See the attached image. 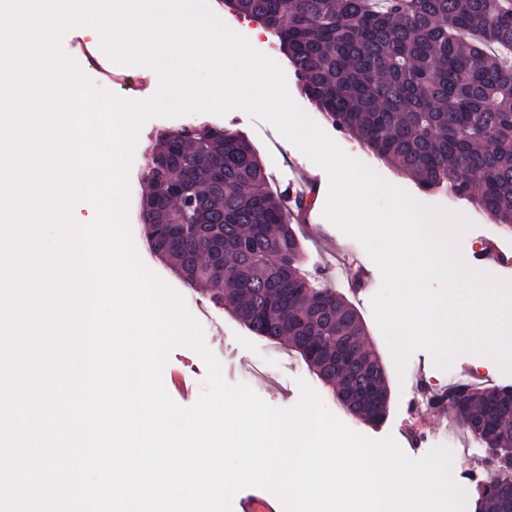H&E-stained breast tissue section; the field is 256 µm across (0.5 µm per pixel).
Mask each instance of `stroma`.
<instances>
[{"instance_id":"1","label":"stroma","mask_w":512,"mask_h":512,"mask_svg":"<svg viewBox=\"0 0 512 512\" xmlns=\"http://www.w3.org/2000/svg\"><path fill=\"white\" fill-rule=\"evenodd\" d=\"M286 79L294 100L349 157L359 160L385 180H398L400 187L420 204L449 208L470 221V228L460 240V252L465 262H473L475 249L480 240L486 238L498 241L502 251L512 256V236H503L501 225L494 219L476 211L465 202L448 199L446 194L420 191L410 179L399 177L393 167L376 160L357 138L328 124L321 112L300 93L294 73H287ZM191 120L195 123L205 121L226 126L244 134L256 147L266 166L273 190L283 191L297 182L305 172L319 176L320 185L314 194L316 203L312 209L313 221L318 224L319 231L305 236V268L314 277L320 278L323 284L344 294L362 315L369 346L384 366L389 382L390 404L386 420L381 425L373 426L353 419L308 370L287 342L269 341L252 335L222 307L215 305L208 293L187 288L168 266L150 257L138 220L140 199L148 191L140 173L152 137L159 131L182 126L183 121L179 118L149 120L143 126L135 148L134 161L129 172V218L133 242L142 262L182 296L188 311L200 323L205 343L220 362L227 382L246 384L269 405L289 408L299 399L297 379H304L318 394L325 407L353 431L373 440L393 437L408 456H424V449L411 446L405 432L408 401L418 398L420 388L424 385L439 392L447 390L463 370L477 367L478 355L460 354L449 368L442 369L433 363L427 353L418 352L411 358L405 372H397L371 308V300L380 287V272L378 268L372 267L364 248L356 240L344 235L324 215L329 189L327 171L302 152L285 149L282 136L272 124L251 118L242 111L234 110L222 117L195 114ZM361 265L369 267L371 279L367 288L359 290L350 287L348 274L351 269Z\"/></svg>"}]
</instances>
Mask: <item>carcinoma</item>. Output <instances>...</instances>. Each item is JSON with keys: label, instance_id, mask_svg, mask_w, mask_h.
I'll return each instance as SVG.
<instances>
[{"label": "carcinoma", "instance_id": "obj_1", "mask_svg": "<svg viewBox=\"0 0 512 512\" xmlns=\"http://www.w3.org/2000/svg\"><path fill=\"white\" fill-rule=\"evenodd\" d=\"M275 38L301 92L424 191L442 189L512 228V0H227ZM139 219L148 249L189 287L209 286L252 334L288 340L347 411L387 413L383 366L355 307L305 272L302 246L243 135L179 127L149 146ZM456 424L482 448L512 442V387L454 385ZM510 475L482 512H512Z\"/></svg>", "mask_w": 512, "mask_h": 512}]
</instances>
